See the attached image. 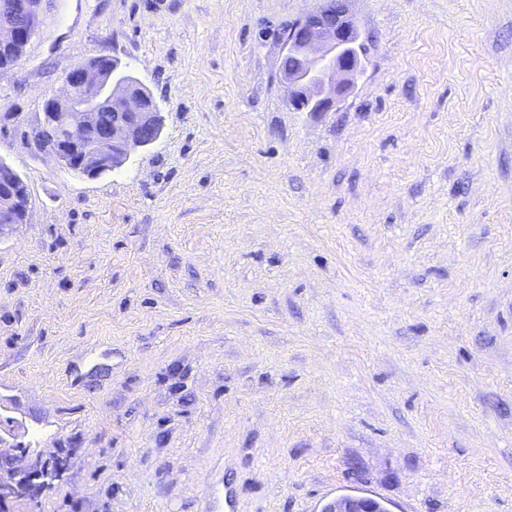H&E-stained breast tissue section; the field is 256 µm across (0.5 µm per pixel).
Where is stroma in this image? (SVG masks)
I'll list each match as a JSON object with an SVG mask.
<instances>
[{"label": "stroma", "instance_id": "stroma-1", "mask_svg": "<svg viewBox=\"0 0 512 512\" xmlns=\"http://www.w3.org/2000/svg\"><path fill=\"white\" fill-rule=\"evenodd\" d=\"M320 0H45L0 76L10 512H512V0H353L329 112L280 81ZM108 56L163 131L90 178L25 135ZM62 464L43 487L42 467ZM29 204L30 197L25 180L1 158L0 227L26 223ZM386 507L376 498L364 493L338 495L326 503L322 512H390L381 511Z\"/></svg>", "mask_w": 512, "mask_h": 512}]
</instances>
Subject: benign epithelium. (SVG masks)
Returning <instances> with one entry per match:
<instances>
[{
    "label": "benign epithelium",
    "instance_id": "benign-epithelium-1",
    "mask_svg": "<svg viewBox=\"0 0 512 512\" xmlns=\"http://www.w3.org/2000/svg\"><path fill=\"white\" fill-rule=\"evenodd\" d=\"M42 0H7L0 5V53L13 61L11 71L36 35ZM351 0H326L285 29V56L297 67L282 73L289 104L298 112H328L345 97L362 71V44ZM113 111L118 120L99 123V113ZM163 119L153 95L131 74L91 58L76 63L59 91L49 92L37 125L27 135L30 148L59 166L96 178L122 168L131 155L159 139ZM30 197L25 180L0 159V228L24 224ZM384 504L364 493L338 495L322 512H381Z\"/></svg>",
    "mask_w": 512,
    "mask_h": 512
}]
</instances>
